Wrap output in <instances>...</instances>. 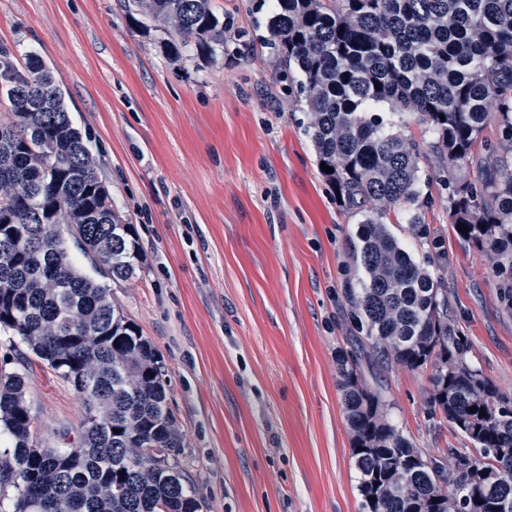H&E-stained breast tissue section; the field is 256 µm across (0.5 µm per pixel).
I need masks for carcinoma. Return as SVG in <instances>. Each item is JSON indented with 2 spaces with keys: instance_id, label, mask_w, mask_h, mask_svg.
<instances>
[{
  "instance_id": "carcinoma-1",
  "label": "carcinoma",
  "mask_w": 512,
  "mask_h": 512,
  "mask_svg": "<svg viewBox=\"0 0 512 512\" xmlns=\"http://www.w3.org/2000/svg\"><path fill=\"white\" fill-rule=\"evenodd\" d=\"M142 29L194 39L224 35L212 0H123ZM269 45L301 74L305 132L347 212L363 216L356 260L365 278L347 294L357 330L340 359L343 405L358 472L360 512H512V395L468 362L448 324V289L387 227L395 206L430 241L425 162L448 190L450 223L495 256L490 273L512 279V0H278ZM57 72L35 55L0 47V329L28 348L85 401L79 446L34 444L24 377L0 371V504L10 512H200L180 458L165 364L111 299L78 272L70 237L100 276L140 271L132 225L112 208L89 141L64 104ZM416 115L419 143L378 115ZM497 143L485 142L490 125ZM484 144L474 175L457 176ZM431 367L430 408L460 436L448 457L423 455L383 412L361 362ZM477 411L470 412L471 408ZM485 414H480L479 409Z\"/></svg>"
}]
</instances>
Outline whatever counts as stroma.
Returning a JSON list of instances; mask_svg holds the SVG:
<instances>
[{
  "instance_id": "35a3bbf8",
  "label": "stroma",
  "mask_w": 512,
  "mask_h": 512,
  "mask_svg": "<svg viewBox=\"0 0 512 512\" xmlns=\"http://www.w3.org/2000/svg\"><path fill=\"white\" fill-rule=\"evenodd\" d=\"M224 42L167 54L120 0H0V47L56 69L91 138L112 206L137 234L141 269L113 298L162 356L181 463L200 512H359L338 358L351 349L347 291L360 217L324 181L299 81L268 46L277 0H213ZM421 188L438 245L391 224L448 287L470 363L512 393V310L491 254L463 241L429 167ZM0 370L24 376L44 446L75 447L84 404L19 337ZM430 372L365 370L389 419L440 456L449 424L429 409Z\"/></svg>"
}]
</instances>
